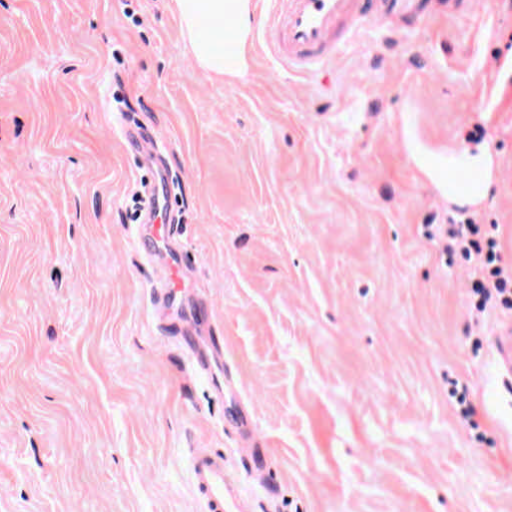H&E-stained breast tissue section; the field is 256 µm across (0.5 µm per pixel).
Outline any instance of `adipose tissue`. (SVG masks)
<instances>
[{"instance_id": "1", "label": "adipose tissue", "mask_w": 512, "mask_h": 512, "mask_svg": "<svg viewBox=\"0 0 512 512\" xmlns=\"http://www.w3.org/2000/svg\"><path fill=\"white\" fill-rule=\"evenodd\" d=\"M185 41L204 72L224 74L242 70L244 57H224L225 28H233L238 40H245L251 27L249 0H172Z\"/></svg>"}]
</instances>
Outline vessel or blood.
I'll use <instances>...</instances> for the list:
<instances>
[{"label": "vessel or blood", "instance_id": "obj_1", "mask_svg": "<svg viewBox=\"0 0 512 512\" xmlns=\"http://www.w3.org/2000/svg\"><path fill=\"white\" fill-rule=\"evenodd\" d=\"M418 0H270L265 26L256 33L274 58L289 71L312 74L332 61L347 43L351 28L382 15H406ZM150 219L137 239L139 250L154 255L168 250L172 226L167 220L169 200L163 185H153L144 201ZM184 286L181 257H171L161 286L169 299ZM193 485L206 512H234L224 474L223 458L203 450L190 457Z\"/></svg>", "mask_w": 512, "mask_h": 512}]
</instances>
